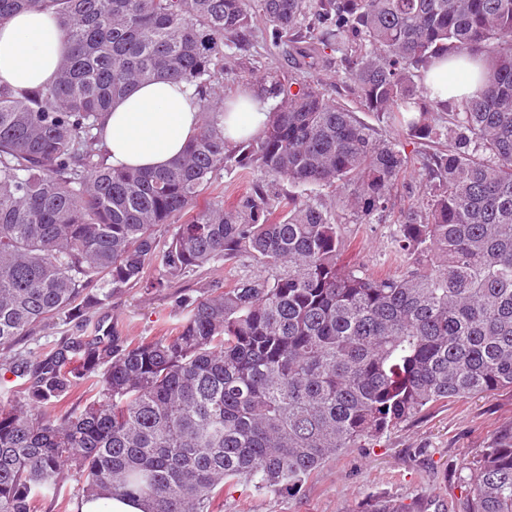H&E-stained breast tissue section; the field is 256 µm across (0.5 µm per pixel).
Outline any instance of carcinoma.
I'll list each match as a JSON object with an SVG mask.
<instances>
[{"label":"carcinoma","instance_id":"1","mask_svg":"<svg viewBox=\"0 0 512 512\" xmlns=\"http://www.w3.org/2000/svg\"><path fill=\"white\" fill-rule=\"evenodd\" d=\"M25 9L69 50L50 83L0 84V383L20 379L0 398V512L78 510L103 492L214 512L227 486L295 491L426 408L512 390V0H0V21ZM258 17L294 66L255 77L269 119L229 142L214 98ZM461 59L482 62L478 90L432 97L426 74ZM162 77L194 87L199 129L163 168H112V103ZM237 168L260 172L250 192L198 208ZM413 175L425 193L391 235L409 269L340 263L326 195L373 224ZM281 183L324 194L288 195L273 220ZM180 217L159 246L156 227ZM243 254L263 274L176 298L168 336L128 345L97 325L34 362L12 353L132 284L160 291ZM70 477L80 487L62 498ZM365 512L405 509L379 498ZM466 512H512V428L477 456Z\"/></svg>","mask_w":512,"mask_h":512}]
</instances>
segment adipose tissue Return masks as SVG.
I'll use <instances>...</instances> for the list:
<instances>
[{
  "mask_svg": "<svg viewBox=\"0 0 512 512\" xmlns=\"http://www.w3.org/2000/svg\"><path fill=\"white\" fill-rule=\"evenodd\" d=\"M68 49L64 32L46 14L27 11L0 22V82L34 89L54 79ZM270 99L251 90L247 103L224 115V135L260 133ZM201 123L190 87L165 78L142 85L115 101L106 117L103 140L109 161L118 169H155L169 164L184 149Z\"/></svg>",
  "mask_w": 512,
  "mask_h": 512,
  "instance_id": "obj_1",
  "label": "adipose tissue"
}]
</instances>
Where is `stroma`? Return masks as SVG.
<instances>
[{"label": "stroma", "instance_id": "stroma-1", "mask_svg": "<svg viewBox=\"0 0 512 512\" xmlns=\"http://www.w3.org/2000/svg\"><path fill=\"white\" fill-rule=\"evenodd\" d=\"M392 220L359 224L346 217L339 234L346 248L343 262L375 273H404L391 258ZM249 257L186 273L158 292L135 285L92 312L102 330L117 329L123 339L167 335L182 312L178 294L202 296L214 284H230L258 274ZM79 322L60 318L24 338L19 352L42 357L69 336ZM512 425V391L476 394L424 410L362 448L330 458L293 493L271 492L240 484L225 489L217 512H364L377 498L391 497L407 512H466L472 495L473 462L499 429Z\"/></svg>", "mask_w": 512, "mask_h": 512}]
</instances>
